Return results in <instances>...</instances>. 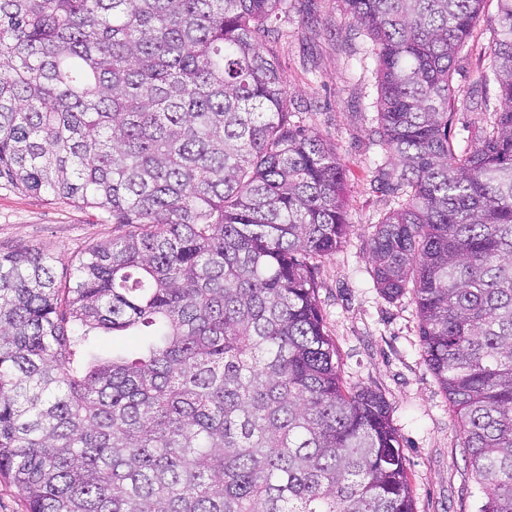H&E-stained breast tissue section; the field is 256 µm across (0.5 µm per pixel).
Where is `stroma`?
Instances as JSON below:
<instances>
[{
    "label": "stroma",
    "instance_id": "35a3bbf8",
    "mask_svg": "<svg viewBox=\"0 0 512 512\" xmlns=\"http://www.w3.org/2000/svg\"><path fill=\"white\" fill-rule=\"evenodd\" d=\"M498 0H485L468 48L456 60L453 87L474 83L486 59ZM283 36L272 45L301 124L336 150L354 229L335 254L317 263V298L326 331L339 352L341 374L353 389L371 388L387 401L401 437L414 512H479L485 495L464 455L450 403L429 370L411 295L390 301L371 277L368 243L397 203L375 180L392 172L380 140L375 62L344 12L342 0H312L310 11L289 5ZM112 227L94 208L60 203L0 184V249L41 247L59 268Z\"/></svg>",
    "mask_w": 512,
    "mask_h": 512
}]
</instances>
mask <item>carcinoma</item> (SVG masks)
<instances>
[{
    "mask_svg": "<svg viewBox=\"0 0 512 512\" xmlns=\"http://www.w3.org/2000/svg\"><path fill=\"white\" fill-rule=\"evenodd\" d=\"M343 2L401 192L373 278L412 288L480 512H512V0L460 151L451 73L483 0ZM287 10L0 0V182L112 225L61 279L49 251L0 252V476L27 512H414L388 404L346 386L318 304L354 225L269 48ZM481 112H474L466 108L462 103H456V110L453 115L451 136L454 143L458 146H464L470 142L474 136L475 128L480 121Z\"/></svg>",
    "mask_w": 512,
    "mask_h": 512,
    "instance_id": "1",
    "label": "carcinoma"
}]
</instances>
